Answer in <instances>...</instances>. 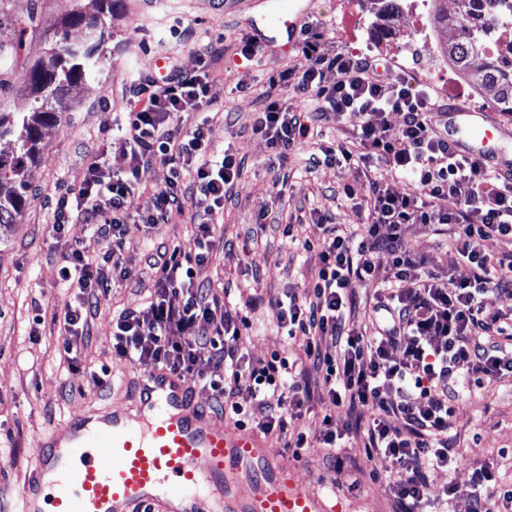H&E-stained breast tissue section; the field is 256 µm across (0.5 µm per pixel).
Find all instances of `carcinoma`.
<instances>
[{"label": "carcinoma", "mask_w": 512, "mask_h": 512, "mask_svg": "<svg viewBox=\"0 0 512 512\" xmlns=\"http://www.w3.org/2000/svg\"><path fill=\"white\" fill-rule=\"evenodd\" d=\"M96 12L89 14L74 4L70 12L53 20L50 27L60 46H53L24 74V84L35 106L29 112H0V140L14 139V150H0V225L15 224L28 199L25 179L28 165L35 162L40 145L56 125L57 111L67 104L66 91L89 76L99 60L98 52L108 35L104 14H116L118 0H96ZM453 16L437 8L433 25L452 27L457 36L443 47L444 56L477 90L490 96L500 112L512 113V9L505 6L490 13L487 0H456ZM83 28L91 43L69 45L70 30ZM490 43L493 52L473 67L470 59L479 43Z\"/></svg>", "instance_id": "cac0c4a2"}]
</instances>
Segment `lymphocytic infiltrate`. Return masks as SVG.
<instances>
[{
  "label": "lymphocytic infiltrate",
  "instance_id": "obj_1",
  "mask_svg": "<svg viewBox=\"0 0 512 512\" xmlns=\"http://www.w3.org/2000/svg\"><path fill=\"white\" fill-rule=\"evenodd\" d=\"M322 38L317 28L302 27L305 63L270 77L273 93L255 113L253 130L280 160L308 140L310 120L347 121L351 139L322 144L323 163L365 168L378 160L391 179L374 182L371 221L357 229L315 214L320 238L314 283L276 303L281 328L288 338H301L302 353L318 367L322 393L333 407L318 436L294 428L312 396L297 360L284 353L253 359L242 342L250 328L243 308L194 281L196 267L213 255L215 218L240 172L234 152L213 151L204 116L212 105L211 69L223 48L199 44L194 70L173 63L164 81L146 74L127 82L131 109L119 126L127 168L112 171L106 152H99L78 185L56 194L48 233L60 252L59 278L68 297L55 320L65 361L76 367L73 341L88 331L89 305L109 299L115 284L133 273L122 252L125 237L190 210L195 233L155 262L144 306L113 314V362L178 373L211 391L225 419L286 439L291 448L332 453L355 439L366 455L395 466L397 512H423L430 473L457 463L448 429L466 390L512 373V306L491 312L484 304L488 293L512 281V176L452 149L430 111L428 87L412 86L395 72L377 74L370 57L322 52ZM329 71L335 83H325ZM288 86L316 96L314 117L282 100L278 91ZM189 112L200 119L187 127L183 116ZM394 112L403 118L397 127L388 121ZM153 160L167 166L168 176L155 191L153 210L139 213L132 200L141 169ZM450 199L455 208H446ZM71 224L91 226L106 250L86 257L67 237ZM405 224L446 227L456 262L468 268V276L426 269L400 239ZM490 240L502 252L487 253ZM359 286L373 291L367 332L348 326ZM175 295L180 304H172Z\"/></svg>",
  "mask_w": 512,
  "mask_h": 512
}]
</instances>
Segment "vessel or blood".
Masks as SVG:
<instances>
[{
    "label": "vessel or blood",
    "mask_w": 512,
    "mask_h": 512,
    "mask_svg": "<svg viewBox=\"0 0 512 512\" xmlns=\"http://www.w3.org/2000/svg\"><path fill=\"white\" fill-rule=\"evenodd\" d=\"M300 2L281 0L269 16L274 26L289 17L294 40ZM442 115L457 153L512 171V159L500 156V130L484 113L451 107ZM135 399L145 412L142 421L115 413L67 423L68 438L82 450L80 464L62 469L48 494L42 491L45 463L58 459L60 443L55 433L41 435L17 512H35L41 496L49 512H144L161 503L166 512H337L334 493L295 481L270 457L261 435L201 407L185 377L155 368L137 382Z\"/></svg>",
    "instance_id": "obj_1"
}]
</instances>
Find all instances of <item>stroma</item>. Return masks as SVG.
I'll list each match as a JSON object with an SVG mask.
<instances>
[{"label": "stroma", "mask_w": 512, "mask_h": 512, "mask_svg": "<svg viewBox=\"0 0 512 512\" xmlns=\"http://www.w3.org/2000/svg\"><path fill=\"white\" fill-rule=\"evenodd\" d=\"M266 9L265 0H121L117 16L106 21L110 36L102 48L99 72L69 89L67 108L59 113L37 161L29 165L30 192L22 217L19 223L0 228V455L6 458L0 464V504L4 507H12L27 485L42 432L55 430L62 439L71 419L113 412L129 415L134 410L119 371L113 370L104 382L93 376L112 363V312L145 303L155 276L149 256L187 242L193 226L188 217H176L155 225L150 234L134 232L126 237L123 251L134 273L90 315L89 336L73 343L81 360L74 370L63 359L58 327L52 321L65 291L58 285L59 255L46 239L45 226L57 188L78 183L94 152L106 150L113 171L125 169L123 141L103 137L128 109L123 84L151 72L157 57L173 56L183 70L194 68L191 47L179 38L162 41V34L189 27L197 40L224 44L209 89L214 113L210 140L213 148L232 149L243 159L217 226L218 239L233 249L234 258L228 261L216 255L197 268L196 279L204 286L226 289L231 302L249 304L252 330L245 346L252 357L266 359L299 345L279 326L274 303L288 288L312 285L315 253L306 246L315 237L312 213H327L339 224L366 223L372 195L369 180L354 168L313 160L321 143L337 138L336 124L325 121L315 126L312 138L277 163L271 162L264 138L252 130L253 114L264 104L270 76L300 58L285 26L266 24ZM305 19L318 23L328 52L359 53L371 37L372 17L361 0H310ZM244 36L265 41L259 59L236 56L235 46ZM24 40L25 48L11 68L0 69V107L9 112L29 111L24 73L53 44V32L44 27L26 34ZM286 224L293 225L295 240L283 237ZM400 234L429 268L466 276V268L456 264L448 248L446 235L419 224L402 225ZM37 306L42 309L38 326L32 323ZM449 434L461 462L455 471L432 475L429 512H463L475 491L473 472L482 465L490 467L499 484L512 487V373H501L485 388L468 393ZM271 448L301 485L335 490L340 512H395L388 459L346 448L345 467L339 473L323 449H308L297 458L280 443H272ZM447 484L453 493L446 497L442 488Z\"/></svg>", "instance_id": "obj_1"}]
</instances>
